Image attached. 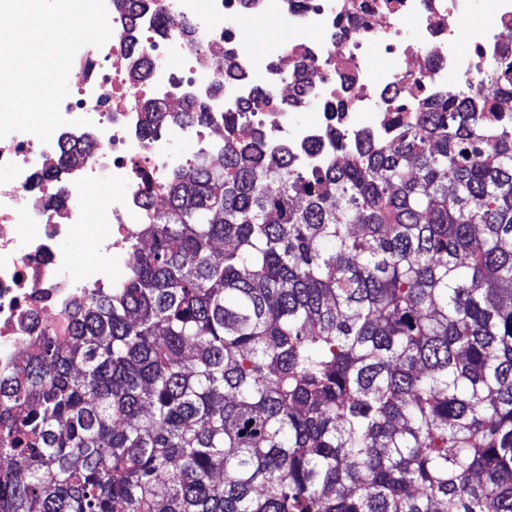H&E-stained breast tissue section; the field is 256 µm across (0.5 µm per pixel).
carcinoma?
Here are the masks:
<instances>
[{
  "instance_id": "obj_1",
  "label": "carcinoma",
  "mask_w": 512,
  "mask_h": 512,
  "mask_svg": "<svg viewBox=\"0 0 512 512\" xmlns=\"http://www.w3.org/2000/svg\"><path fill=\"white\" fill-rule=\"evenodd\" d=\"M501 74L390 104L321 168L225 116L221 164L172 176L162 210L145 187L122 276L0 369V512H512Z\"/></svg>"
}]
</instances>
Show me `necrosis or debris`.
I'll list each match as a JSON object with an SVG mask.
<instances>
[{"label":"necrosis or debris","instance_id":"necrosis-or-debris-1","mask_svg":"<svg viewBox=\"0 0 512 512\" xmlns=\"http://www.w3.org/2000/svg\"><path fill=\"white\" fill-rule=\"evenodd\" d=\"M267 0H155L153 10L129 23L110 11L112 35L102 47L86 45L72 68L83 79L61 103L68 125L49 144L33 135L14 133L0 140V366L36 353L35 336L59 329L73 301L92 283L118 277L114 254L125 252L146 214L138 185L149 178L161 191L170 174L187 168L173 156L171 143L194 139L200 150L217 157L218 146L207 126L170 118L162 134L143 133L145 101L201 100L215 125L225 114L251 102L255 87L268 100L256 104L248 125L262 133L268 148L289 149L296 161L318 168L350 152L362 136L383 133V124L368 125L369 113H381L400 98L436 97L443 76L455 72L457 95L483 79L487 90L500 82V59L512 54V0H277L278 24L288 39L268 36L262 56L241 53L236 39L248 16L262 14ZM486 21L481 42L466 44L459 29L472 13ZM189 24L195 39H157L160 18ZM414 26H403V18ZM137 41L151 65L145 78L134 79L137 63L126 46ZM392 60L379 68L368 48ZM312 69L307 88L295 90L294 62ZM322 108L319 123L296 120L307 103ZM253 102V101H252ZM90 118L87 126L76 125ZM89 147L74 167L45 178L49 160L61 144ZM61 199L50 209V198ZM98 227L99 245L79 247L83 225Z\"/></svg>","mask_w":512,"mask_h":512}]
</instances>
